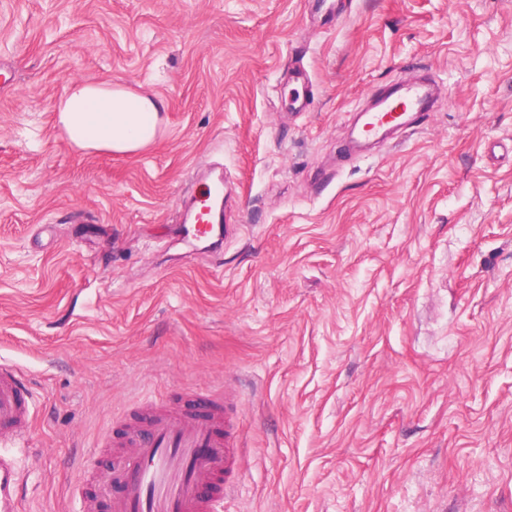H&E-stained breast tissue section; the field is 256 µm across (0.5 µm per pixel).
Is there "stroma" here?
<instances>
[{
  "mask_svg": "<svg viewBox=\"0 0 512 512\" xmlns=\"http://www.w3.org/2000/svg\"><path fill=\"white\" fill-rule=\"evenodd\" d=\"M0 0V364L32 388L20 512H82L109 426L236 394L218 512H512V0ZM308 77L296 80V69ZM425 74L365 152L371 97ZM160 98L75 149L72 81ZM224 178L217 246L177 240ZM428 93L424 84L410 82L397 89L395 98L377 112H366L362 134L367 137H385L388 128L403 126L410 114L422 117L429 111Z\"/></svg>",
  "mask_w": 512,
  "mask_h": 512,
  "instance_id": "1",
  "label": "stroma"
}]
</instances>
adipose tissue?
<instances>
[{
	"label": "adipose tissue",
	"instance_id": "obj_1",
	"mask_svg": "<svg viewBox=\"0 0 512 512\" xmlns=\"http://www.w3.org/2000/svg\"><path fill=\"white\" fill-rule=\"evenodd\" d=\"M162 108L159 99L122 87L74 82L57 112L59 125L77 149L128 155L155 142Z\"/></svg>",
	"mask_w": 512,
	"mask_h": 512
}]
</instances>
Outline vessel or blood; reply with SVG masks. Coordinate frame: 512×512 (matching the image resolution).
I'll return each instance as SVG.
<instances>
[{
    "mask_svg": "<svg viewBox=\"0 0 512 512\" xmlns=\"http://www.w3.org/2000/svg\"><path fill=\"white\" fill-rule=\"evenodd\" d=\"M428 109L425 85L407 83L382 109L366 113L362 133L384 137ZM31 420L32 393L22 372L1 364L0 512H18L20 479L3 450L27 441ZM128 439L132 449L115 461L110 478L95 480L111 512H215L232 490L224 476L237 468L244 447L226 405L209 397L188 411L156 412Z\"/></svg>",
    "mask_w": 512,
    "mask_h": 512,
    "instance_id": "1",
    "label": "vessel or blood"
}]
</instances>
